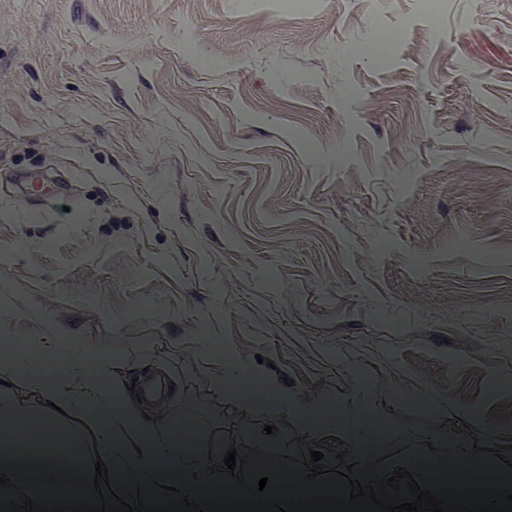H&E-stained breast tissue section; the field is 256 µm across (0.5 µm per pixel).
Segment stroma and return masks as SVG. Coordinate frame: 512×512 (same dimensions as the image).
I'll use <instances>...</instances> for the list:
<instances>
[{
	"mask_svg": "<svg viewBox=\"0 0 512 512\" xmlns=\"http://www.w3.org/2000/svg\"><path fill=\"white\" fill-rule=\"evenodd\" d=\"M42 161L76 197L0 188V340L112 347L158 417L270 363L341 423L225 445L326 470L368 413L384 478L512 441V0H0V180Z\"/></svg>",
	"mask_w": 512,
	"mask_h": 512,
	"instance_id": "1",
	"label": "stroma"
}]
</instances>
